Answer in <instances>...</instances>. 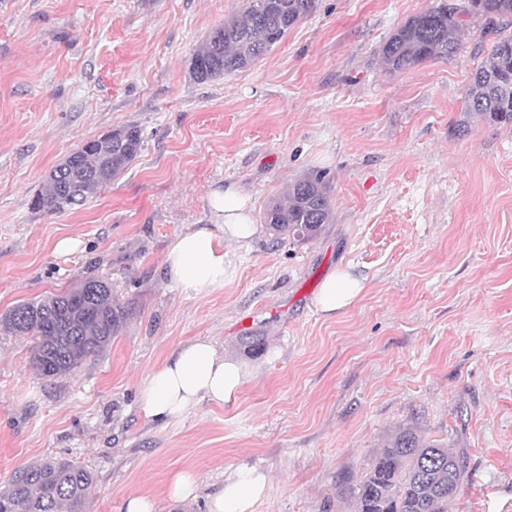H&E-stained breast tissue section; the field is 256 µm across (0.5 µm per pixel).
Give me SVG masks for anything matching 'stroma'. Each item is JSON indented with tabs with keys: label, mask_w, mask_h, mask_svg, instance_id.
<instances>
[{
	"label": "stroma",
	"mask_w": 512,
	"mask_h": 512,
	"mask_svg": "<svg viewBox=\"0 0 512 512\" xmlns=\"http://www.w3.org/2000/svg\"><path fill=\"white\" fill-rule=\"evenodd\" d=\"M438 0H319L262 60L197 82L191 60L245 0H0V316L108 280L129 315L70 375L40 376L33 341L0 329V487L67 458L95 474L88 512H208L224 475L266 471L256 512H356L360 474L395 426L464 449L448 512H512V127L464 118L496 36L464 23L455 56L388 72L391 33ZM466 133H459V124ZM137 127L112 185L63 214L34 208L81 144ZM326 172L333 220L309 242L265 229L224 243V285L183 294L162 272L172 239L219 232L208 196L238 185L253 217ZM80 239L73 254L55 242ZM346 268L359 299L314 300ZM212 340L250 375L224 403L147 421L138 389L179 346ZM192 474L195 499L173 477ZM364 290L361 279L347 271H336L319 288L316 306L325 316L336 315L355 303ZM198 484L196 479L187 473H181L174 477L169 495L176 500H189L196 497Z\"/></svg>",
	"instance_id": "stroma-1"
}]
</instances>
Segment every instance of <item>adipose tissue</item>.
<instances>
[{
    "mask_svg": "<svg viewBox=\"0 0 512 512\" xmlns=\"http://www.w3.org/2000/svg\"><path fill=\"white\" fill-rule=\"evenodd\" d=\"M209 206L223 234L205 228L177 235L164 256L167 278L187 295H200L224 285V239L252 237L251 198L228 187L215 190ZM364 290L361 279L350 272L330 275L316 296V306L325 316L347 309ZM248 370L236 360L220 355L211 340L196 338L181 345L139 389V404L151 420L177 419L202 401L223 402L246 381ZM269 485L266 472L240 462L224 478V487L211 500L210 512H255Z\"/></svg>",
    "mask_w": 512,
    "mask_h": 512,
    "instance_id": "adipose-tissue-1",
    "label": "adipose tissue"
}]
</instances>
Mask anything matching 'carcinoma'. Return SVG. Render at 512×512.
I'll list each match as a JSON object with an SVG mask.
<instances>
[{"instance_id": "1", "label": "carcinoma", "mask_w": 512, "mask_h": 512, "mask_svg": "<svg viewBox=\"0 0 512 512\" xmlns=\"http://www.w3.org/2000/svg\"><path fill=\"white\" fill-rule=\"evenodd\" d=\"M318 0H247L242 13L216 27L197 50L192 74L199 82L230 75L268 53ZM487 27L512 19V0H465L456 7L445 0L396 28L382 48L391 72L423 61L455 55L460 49L463 17ZM467 116L489 125L512 126V37L496 41L472 75L465 94ZM141 148L135 127L115 129L70 154L50 171L34 205L61 214L85 205L124 171ZM331 186L310 172L271 201L264 222L274 241H312L331 223ZM128 312L101 278H87L73 288L21 303L0 319L4 330L30 335L33 365L43 377L70 374L84 360L103 352L118 335ZM464 454L427 440L411 426L395 428L383 440L357 480L342 478L356 499L357 512H447L448 501L469 480ZM94 475L66 458L46 460L17 470L0 490V512H87Z\"/></svg>"}]
</instances>
